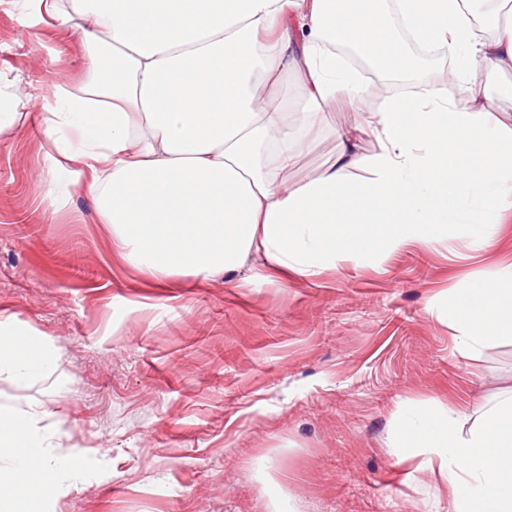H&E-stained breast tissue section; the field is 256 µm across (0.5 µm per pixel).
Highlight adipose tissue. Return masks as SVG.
I'll return each instance as SVG.
<instances>
[{"instance_id":"ef3b65f1","label":"adipose tissue","mask_w":512,"mask_h":512,"mask_svg":"<svg viewBox=\"0 0 512 512\" xmlns=\"http://www.w3.org/2000/svg\"><path fill=\"white\" fill-rule=\"evenodd\" d=\"M505 0H16L28 27L85 25L84 79L51 86L48 173L64 207L75 192L111 225L119 257L157 284L223 276L243 287L271 275L318 279L345 262L462 238L491 250L512 216V112L459 101L448 84L386 91L363 111L349 48L380 80L409 77L411 45L447 49L453 78L512 72ZM298 99L273 97L284 76ZM341 104L332 165L295 183L287 173ZM80 131L72 151L57 132ZM372 138L364 154L356 143ZM446 318L474 358L512 338V265L457 291ZM44 339L0 316V380L48 372ZM36 411L0 404V512L45 498L86 458L50 457ZM398 462L443 472L454 512H512V391L465 409H412L391 430Z\"/></svg>"}]
</instances>
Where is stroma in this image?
<instances>
[{
    "label": "stroma",
    "instance_id": "35a3bbf8",
    "mask_svg": "<svg viewBox=\"0 0 512 512\" xmlns=\"http://www.w3.org/2000/svg\"><path fill=\"white\" fill-rule=\"evenodd\" d=\"M78 34L31 30L0 0V313L52 340L50 373L0 402L47 411L83 477L22 512H453L438 470L397 463L390 427L437 399L461 408L512 387V340L463 359L447 320L424 311L512 263V221L496 246L448 260L461 240L346 263L318 280L242 288L223 276L160 288L122 261L91 200L55 209L39 98L77 84ZM325 110L288 173L330 164L346 124Z\"/></svg>",
    "mask_w": 512,
    "mask_h": 512
}]
</instances>
